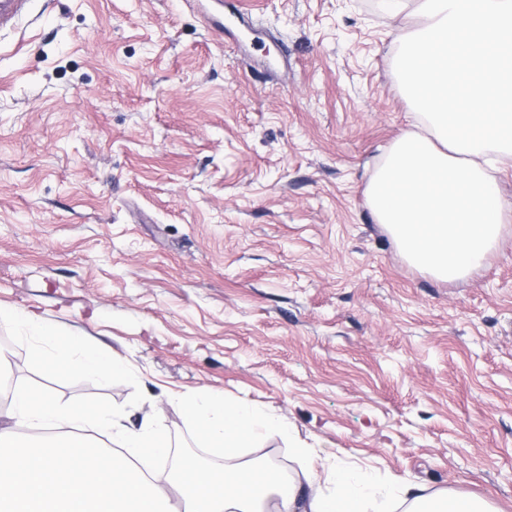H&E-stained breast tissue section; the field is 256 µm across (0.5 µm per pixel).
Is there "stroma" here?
Masks as SVG:
<instances>
[{
  "mask_svg": "<svg viewBox=\"0 0 512 512\" xmlns=\"http://www.w3.org/2000/svg\"><path fill=\"white\" fill-rule=\"evenodd\" d=\"M29 0L0 25V306L126 360L104 384L39 365L0 320V379L152 420L206 469L227 456L170 393L288 421L319 458L512 512V229L461 281L412 266L366 186L414 109L395 69L415 0Z\"/></svg>",
  "mask_w": 512,
  "mask_h": 512,
  "instance_id": "35a3bbf8",
  "label": "stroma"
}]
</instances>
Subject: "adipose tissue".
Returning <instances> with one entry per match:
<instances>
[{
  "label": "adipose tissue",
  "instance_id": "obj_1",
  "mask_svg": "<svg viewBox=\"0 0 512 512\" xmlns=\"http://www.w3.org/2000/svg\"><path fill=\"white\" fill-rule=\"evenodd\" d=\"M420 21L397 38L396 67L416 106V123L391 145L367 185L368 205L406 260L437 279L459 281L480 268L512 225L494 170L512 160V0H418ZM0 319L42 342L45 372L78 370L101 380L127 376L124 359L82 336L60 337L34 313L0 308ZM200 437L234 453L267 435L290 439L285 420L222 394L174 397ZM17 421L56 427L37 451L30 439L0 431V512H163L167 498L150 475L137 472L127 449L165 460L166 443L149 428L127 430L124 410L80 409L13 386ZM119 445L112 467L86 452L91 433ZM301 476L275 466L215 473L182 458L170 483L182 512H377L400 495L371 474L335 465L317 472L314 451L295 441Z\"/></svg>",
  "mask_w": 512,
  "mask_h": 512
}]
</instances>
